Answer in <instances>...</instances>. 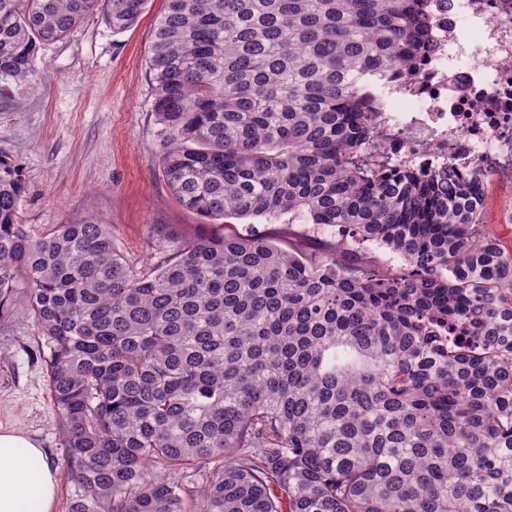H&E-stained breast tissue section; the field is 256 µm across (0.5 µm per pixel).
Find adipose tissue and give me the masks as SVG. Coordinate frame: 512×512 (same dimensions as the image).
I'll list each match as a JSON object with an SVG mask.
<instances>
[{
	"mask_svg": "<svg viewBox=\"0 0 512 512\" xmlns=\"http://www.w3.org/2000/svg\"><path fill=\"white\" fill-rule=\"evenodd\" d=\"M59 478L36 442L0 427V512H53Z\"/></svg>",
	"mask_w": 512,
	"mask_h": 512,
	"instance_id": "obj_1",
	"label": "adipose tissue"
}]
</instances>
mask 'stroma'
<instances>
[{
	"label": "stroma",
	"mask_w": 512,
	"mask_h": 512,
	"mask_svg": "<svg viewBox=\"0 0 512 512\" xmlns=\"http://www.w3.org/2000/svg\"><path fill=\"white\" fill-rule=\"evenodd\" d=\"M164 8L165 0H150L139 23L119 34L92 13L66 37L40 46L28 81L0 77V153L23 169L18 220L33 236L92 216L141 268L175 242L209 231L207 219L173 198L158 162L148 55ZM224 229L302 252L331 236L263 218H231ZM39 342L20 304L0 315V424L21 430L61 468L65 448L46 371L33 357Z\"/></svg>",
	"instance_id": "35a3bbf8"
}]
</instances>
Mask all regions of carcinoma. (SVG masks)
<instances>
[{
    "instance_id": "obj_1",
    "label": "carcinoma",
    "mask_w": 512,
    "mask_h": 512,
    "mask_svg": "<svg viewBox=\"0 0 512 512\" xmlns=\"http://www.w3.org/2000/svg\"><path fill=\"white\" fill-rule=\"evenodd\" d=\"M148 3L0 0V75ZM166 3L149 71L174 199L336 238L221 228L136 271L93 219L33 237L0 154V312L21 292L50 350L69 512H512V254L479 232L477 179L362 161L374 82L431 51L424 0ZM348 238L407 270L344 261ZM202 464L192 487L146 473Z\"/></svg>"
}]
</instances>
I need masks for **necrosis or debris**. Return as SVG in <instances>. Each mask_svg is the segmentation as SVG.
<instances>
[{
	"instance_id": "4bbe7bcc",
	"label": "necrosis or debris",
	"mask_w": 512,
	"mask_h": 512,
	"mask_svg": "<svg viewBox=\"0 0 512 512\" xmlns=\"http://www.w3.org/2000/svg\"><path fill=\"white\" fill-rule=\"evenodd\" d=\"M434 51L377 94L375 165L452 168L512 184V0H427Z\"/></svg>"
}]
</instances>
